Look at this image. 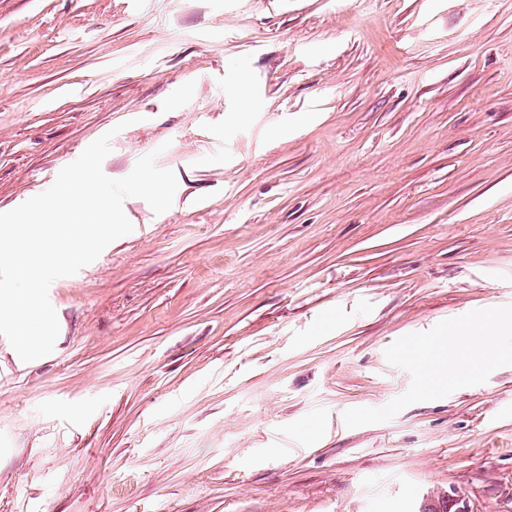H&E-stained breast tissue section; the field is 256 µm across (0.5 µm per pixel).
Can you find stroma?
I'll use <instances>...</instances> for the list:
<instances>
[{
	"label": "stroma",
	"mask_w": 512,
	"mask_h": 512,
	"mask_svg": "<svg viewBox=\"0 0 512 512\" xmlns=\"http://www.w3.org/2000/svg\"><path fill=\"white\" fill-rule=\"evenodd\" d=\"M107 132L174 203L0 336V512H512V0H0V213ZM418 512H472L467 503L454 495H442L426 499Z\"/></svg>",
	"instance_id": "stroma-1"
}]
</instances>
